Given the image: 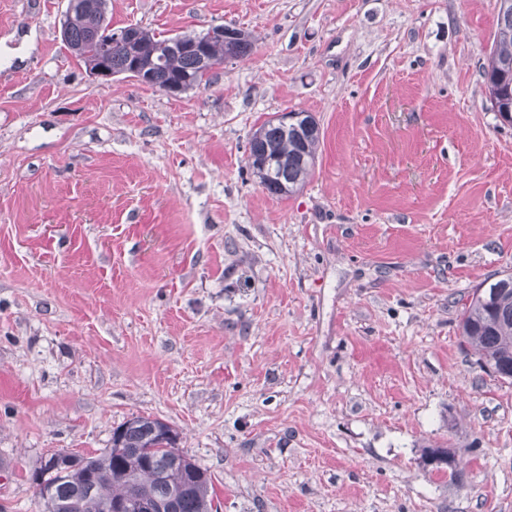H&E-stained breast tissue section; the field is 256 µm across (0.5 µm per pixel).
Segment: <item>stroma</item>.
<instances>
[{"mask_svg": "<svg viewBox=\"0 0 512 512\" xmlns=\"http://www.w3.org/2000/svg\"><path fill=\"white\" fill-rule=\"evenodd\" d=\"M65 9L0 0V512L138 415L218 512H512V382L458 330L512 273L495 0H108L117 29L252 33L177 96L96 81ZM285 111L321 142L274 198L248 141Z\"/></svg>", "mask_w": 512, "mask_h": 512, "instance_id": "35a3bbf8", "label": "stroma"}]
</instances>
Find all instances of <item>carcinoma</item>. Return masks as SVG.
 <instances>
[{
  "instance_id": "carcinoma-1",
  "label": "carcinoma",
  "mask_w": 512,
  "mask_h": 512,
  "mask_svg": "<svg viewBox=\"0 0 512 512\" xmlns=\"http://www.w3.org/2000/svg\"><path fill=\"white\" fill-rule=\"evenodd\" d=\"M107 10V0H80V10L70 24V41L81 47L79 61L90 70L100 64V56L86 33ZM139 30L154 59L161 61L150 87L159 89L187 76L209 81L199 73L195 57L172 50L170 37L148 27ZM503 70L512 72V8L501 7L497 9L495 42L482 67L487 95L496 93ZM311 117L304 113L297 127L288 130L267 120L249 139V154L274 161L271 173L252 170L269 195L284 198L296 193L314 170L320 137L303 130ZM501 288L508 289L502 312H489L484 300L474 293L459 321L463 343L475 349L480 362L512 355V276L483 286V292L493 294ZM178 438L168 423L135 416L113 430L111 446L99 454H75L63 468L45 461L32 476L49 493L50 501L42 502V512H105L111 501L134 504L172 496L175 512H213L211 478L179 450Z\"/></svg>"
}]
</instances>
